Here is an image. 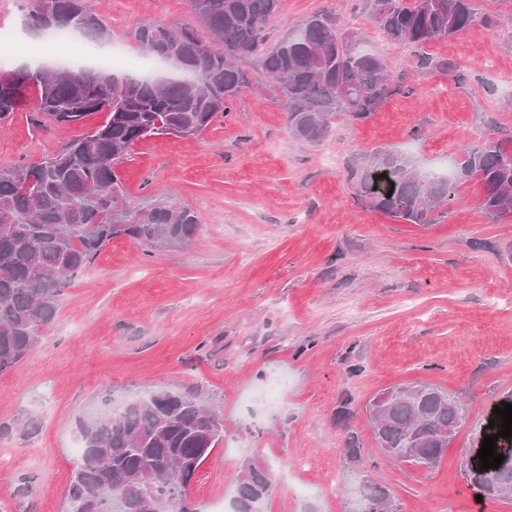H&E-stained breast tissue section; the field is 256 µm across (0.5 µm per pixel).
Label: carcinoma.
<instances>
[{
  "mask_svg": "<svg viewBox=\"0 0 512 512\" xmlns=\"http://www.w3.org/2000/svg\"><path fill=\"white\" fill-rule=\"evenodd\" d=\"M195 23L173 30L139 26L134 38L148 55L169 57L180 75L171 79L117 75L107 69L59 64L35 71L20 66L0 72V122L11 117L36 86L35 118L75 124L106 111L107 120L49 158L0 168V374L17 369L55 321L65 288L74 283L112 239L128 237L152 250L190 244L200 230L188 206L157 202L128 207L118 173L131 147L155 136H197L229 111L249 84L241 63L258 65L285 101L288 129L318 144L338 115L356 123L378 111L398 90L382 55L367 48L356 28H340L313 14L272 37L269 20L281 0H191ZM480 0H374L372 24L396 42L418 47L463 32L479 18ZM25 27L38 36L72 33L97 46L109 43L104 21L85 0H31ZM478 179L481 209L512 219V149L501 141L468 147L445 176L409 163L402 154L379 149L358 173L357 192L379 212L410 224L430 215L455 195L457 184ZM366 405L381 451L418 455L404 462L429 470L440 463L468 405L455 393L423 382L396 385ZM82 463L68 485L77 512H142L138 475L175 473L179 487L195 475L224 440V420L202 399L161 389L127 401L116 410L82 417ZM273 469L259 462L241 474L231 500L233 512H263ZM471 480L485 497L512 495V460L480 471ZM358 512H386L389 490L358 481Z\"/></svg>",
  "mask_w": 512,
  "mask_h": 512,
  "instance_id": "carcinoma-1",
  "label": "carcinoma"
}]
</instances>
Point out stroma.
<instances>
[{
	"instance_id": "obj_1",
	"label": "stroma",
	"mask_w": 512,
	"mask_h": 512,
	"mask_svg": "<svg viewBox=\"0 0 512 512\" xmlns=\"http://www.w3.org/2000/svg\"><path fill=\"white\" fill-rule=\"evenodd\" d=\"M135 54L137 27L190 24V0H86ZM490 24L423 47L387 40L370 0H282V34L308 14L364 32L398 87L368 119L336 117L330 136L294 139L255 60L230 112L195 137L136 143L120 167L130 207L189 206L188 246L147 252L112 240L62 297L41 343L0 375V512H70L82 462L75 421L158 389L218 408L224 441L190 490L199 512L230 501L246 460L270 463L263 512H351L357 470L387 487L399 512H512L476 500L463 451L512 392V221L489 218L483 186L457 187L433 224H407L357 193L378 148L419 167L454 164L487 140L512 141V0H484ZM28 91L0 124V168L37 162L101 125L35 124ZM421 381L470 405L433 471L383 456L365 405Z\"/></svg>"
}]
</instances>
